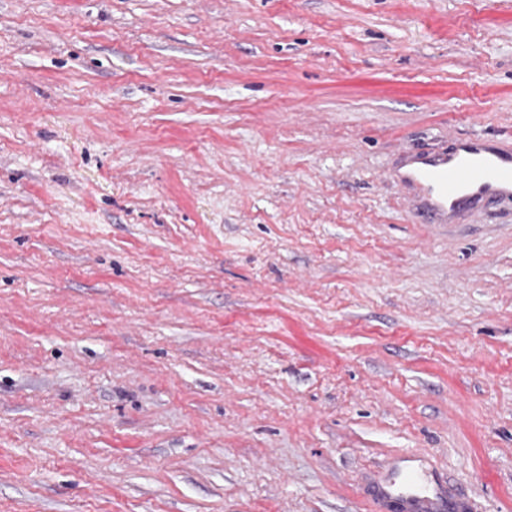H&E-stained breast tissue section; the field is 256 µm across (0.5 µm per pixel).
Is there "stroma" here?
I'll use <instances>...</instances> for the list:
<instances>
[{
    "mask_svg": "<svg viewBox=\"0 0 512 512\" xmlns=\"http://www.w3.org/2000/svg\"><path fill=\"white\" fill-rule=\"evenodd\" d=\"M512 0H0V512H512ZM394 180L413 191L416 212L459 224L492 201L512 202V140L461 138L448 151H405ZM415 461L413 455L402 458L396 479L384 495L395 500L400 512L440 511L439 493L434 486L436 480L421 472Z\"/></svg>",
    "mask_w": 512,
    "mask_h": 512,
    "instance_id": "stroma-1",
    "label": "stroma"
}]
</instances>
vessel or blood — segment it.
Segmentation results:
<instances>
[{
  "mask_svg": "<svg viewBox=\"0 0 512 512\" xmlns=\"http://www.w3.org/2000/svg\"><path fill=\"white\" fill-rule=\"evenodd\" d=\"M396 182L412 190L416 212L434 224H457L490 202H512V140L482 136L455 141L450 149L402 154ZM387 497L399 512H440L434 479L414 456L402 458Z\"/></svg>",
  "mask_w": 512,
  "mask_h": 512,
  "instance_id": "obj_1",
  "label": "vessel or blood"
}]
</instances>
